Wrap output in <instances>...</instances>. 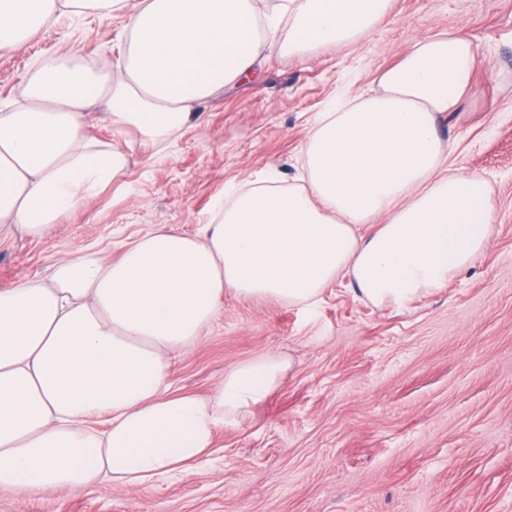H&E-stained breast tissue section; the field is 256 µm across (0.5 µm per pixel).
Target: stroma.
<instances>
[{
	"label": "stroma",
	"mask_w": 512,
	"mask_h": 512,
	"mask_svg": "<svg viewBox=\"0 0 512 512\" xmlns=\"http://www.w3.org/2000/svg\"><path fill=\"white\" fill-rule=\"evenodd\" d=\"M124 20L63 16L16 52H0V102H21L39 66L77 44L78 65L118 58ZM464 29L477 66L438 132L448 167L489 185V246L448 287L378 308L350 281L315 307L225 298L216 323L174 359L172 390L207 396L225 369L270 353L280 386L224 426L192 473L89 493L0 491V512H512V0H392L350 46L287 56L263 38L254 73L203 101L164 142L115 134L124 172L46 236L0 242V289L44 276L74 254L119 258L167 226L198 232L232 191L293 181L317 119L374 86L416 40Z\"/></svg>",
	"instance_id": "obj_1"
}]
</instances>
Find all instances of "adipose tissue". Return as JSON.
I'll return each mask as SVG.
<instances>
[{
	"mask_svg": "<svg viewBox=\"0 0 512 512\" xmlns=\"http://www.w3.org/2000/svg\"><path fill=\"white\" fill-rule=\"evenodd\" d=\"M391 0H0V51L63 14L123 13L119 72L41 66L26 105L0 108V240L42 236L112 183L126 162L87 133L104 101L112 128L157 143L196 105L253 73L262 33L287 29L289 55L354 44ZM477 63L456 31L416 41L377 87L323 113L302 149L308 182L235 192L190 235L159 228L118 260L52 262L0 289V488L19 494L133 486L190 471L216 432L243 421L284 377L262 355L225 370L207 397L173 392V358L198 344L226 297L312 307L347 278L376 306L447 286L489 245L486 181L449 171L438 117ZM374 230L363 233V225Z\"/></svg>",
	"mask_w": 512,
	"mask_h": 512,
	"instance_id": "obj_1",
	"label": "adipose tissue"
}]
</instances>
